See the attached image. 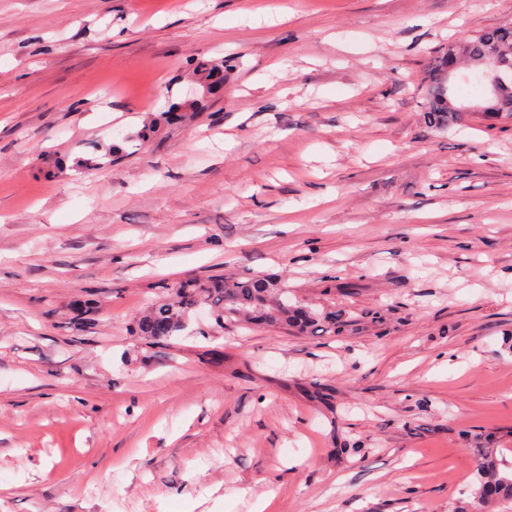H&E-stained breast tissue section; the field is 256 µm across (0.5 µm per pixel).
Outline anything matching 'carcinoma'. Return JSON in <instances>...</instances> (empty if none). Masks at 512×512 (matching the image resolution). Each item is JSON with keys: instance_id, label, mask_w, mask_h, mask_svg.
<instances>
[{"instance_id": "carcinoma-1", "label": "carcinoma", "mask_w": 512, "mask_h": 512, "mask_svg": "<svg viewBox=\"0 0 512 512\" xmlns=\"http://www.w3.org/2000/svg\"><path fill=\"white\" fill-rule=\"evenodd\" d=\"M459 50L463 64L479 70L485 68L494 51L512 60V23L462 36ZM444 70L442 56L432 70L427 88L428 119L436 124L456 123L464 116L459 108L465 103L456 99L451 84H442ZM509 82L507 90L486 97L483 103L485 107L502 111L504 118H512V76ZM169 290L173 301L152 307L136 322V333L155 344L168 342L184 328L188 313L202 305L222 312L227 319L246 314L254 322L286 325L302 332H334L351 323L350 316L344 313L322 315L291 302L288 289L278 279L242 281L215 277L206 282L182 281ZM469 452L474 459L476 483L471 508L460 512H512V468H501L495 448L481 446Z\"/></svg>"}]
</instances>
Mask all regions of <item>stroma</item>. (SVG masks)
Listing matches in <instances>:
<instances>
[{"label":"stroma","mask_w":512,"mask_h":512,"mask_svg":"<svg viewBox=\"0 0 512 512\" xmlns=\"http://www.w3.org/2000/svg\"><path fill=\"white\" fill-rule=\"evenodd\" d=\"M510 22L512 0H0V512L214 488L455 512L470 448L512 463V123L439 129L424 94L449 42ZM215 276L355 323L202 306L166 345L131 335Z\"/></svg>","instance_id":"1"}]
</instances>
